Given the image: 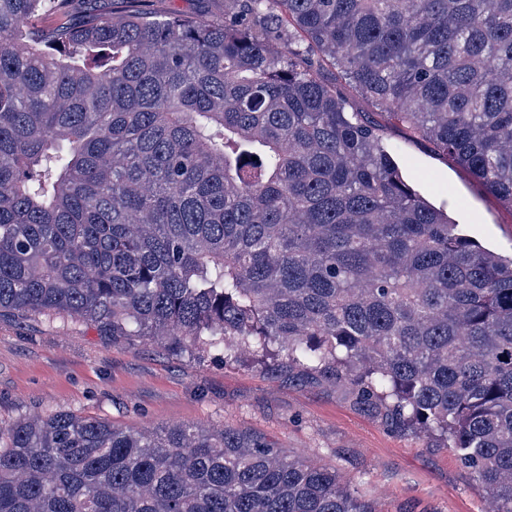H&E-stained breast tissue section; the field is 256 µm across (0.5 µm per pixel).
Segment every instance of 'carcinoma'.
Listing matches in <instances>:
<instances>
[{"label":"carcinoma","mask_w":512,"mask_h":512,"mask_svg":"<svg viewBox=\"0 0 512 512\" xmlns=\"http://www.w3.org/2000/svg\"><path fill=\"white\" fill-rule=\"evenodd\" d=\"M70 2L0 0V313L346 382L512 512V257L313 66L512 208V0ZM0 512L375 510L259 436L58 411L0 426ZM223 3L222 0H152L148 8L161 15L174 7L191 17L214 20L224 17Z\"/></svg>","instance_id":"cac0c4a2"}]
</instances>
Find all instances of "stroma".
I'll list each match as a JSON object with an SVG mask.
<instances>
[{
  "label": "stroma",
  "instance_id": "obj_1",
  "mask_svg": "<svg viewBox=\"0 0 512 512\" xmlns=\"http://www.w3.org/2000/svg\"><path fill=\"white\" fill-rule=\"evenodd\" d=\"M374 116L404 179L485 248L512 255V209L467 169L347 92ZM72 411L129 429L187 423L233 427L284 455L336 470L378 512H491L473 472L437 439L358 403L346 383L251 360L175 352L144 338L114 340L67 316H0V425Z\"/></svg>",
  "mask_w": 512,
  "mask_h": 512
}]
</instances>
